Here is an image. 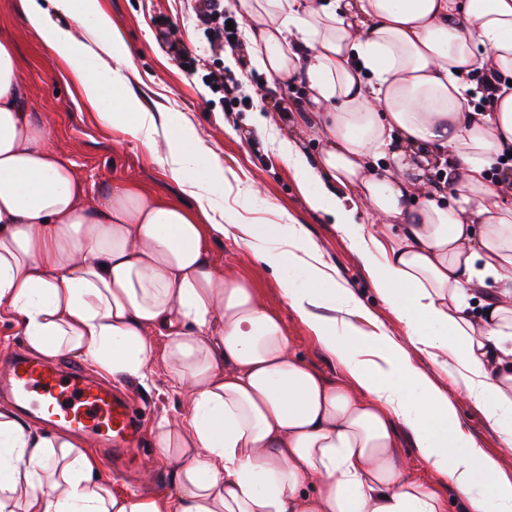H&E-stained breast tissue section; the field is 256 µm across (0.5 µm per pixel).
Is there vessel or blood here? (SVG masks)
Instances as JSON below:
<instances>
[{"label":"vessel or blood","mask_w":512,"mask_h":512,"mask_svg":"<svg viewBox=\"0 0 512 512\" xmlns=\"http://www.w3.org/2000/svg\"><path fill=\"white\" fill-rule=\"evenodd\" d=\"M0 401L47 413L49 420L98 440V450L111 465L128 467L138 460L139 419L130 402L111 385L85 369L64 367L36 356L12 354Z\"/></svg>","instance_id":"vessel-or-blood-1"}]
</instances>
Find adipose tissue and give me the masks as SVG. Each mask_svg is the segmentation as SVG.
Returning <instances> with one entry per match:
<instances>
[{"mask_svg":"<svg viewBox=\"0 0 512 512\" xmlns=\"http://www.w3.org/2000/svg\"><path fill=\"white\" fill-rule=\"evenodd\" d=\"M19 5L68 63L82 104L165 163L197 207L130 183L89 189L50 145L0 40V312L42 357L87 359L117 381L150 383L162 359L185 401L156 425L174 488L154 496L110 491L90 440L0 414V512H444L404 470L401 426L467 512H512V480L410 355L452 367L512 454V206L488 177L512 154V88L490 110L467 104L473 72L512 78V0H224L268 80L304 81L322 147L310 158L284 138L283 155L311 208L353 241L405 346L288 213L229 221L215 203L223 165L193 127L135 94L131 56L98 0ZM425 164L452 172V203ZM362 205L379 224L358 223ZM218 235L271 270L346 380L295 356L281 315L212 261ZM479 482L491 498L473 496Z\"/></svg>","mask_w":512,"mask_h":512,"instance_id":"adipose-tissue-1","label":"adipose tissue"}]
</instances>
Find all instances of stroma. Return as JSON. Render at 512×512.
<instances>
[{"label":"stroma","mask_w":512,"mask_h":512,"mask_svg":"<svg viewBox=\"0 0 512 512\" xmlns=\"http://www.w3.org/2000/svg\"><path fill=\"white\" fill-rule=\"evenodd\" d=\"M99 4L121 34L134 62L136 74L131 85L136 94L147 107L174 114L193 126L223 164L230 185L221 200L224 208L245 221L270 224L285 212L304 224L325 260L377 322L392 336L405 338L403 324L376 293L350 240L338 231L332 216L310 207L306 189L294 180L282 157L276 128L261 130L252 123L255 112L272 113L278 125L295 130L297 147L305 155L315 156L321 143L316 136L302 132L303 116L294 110L306 99L305 84L297 80L269 82L249 63L245 52H238V67L232 75L238 82L241 103L234 111H227L221 94L213 92L201 78H188L182 68L186 61L205 64L210 70L224 66L225 47L210 40L199 26L195 0H99ZM0 36L8 38L17 51L21 84L45 118L53 145L75 163L77 173L89 185L125 181L164 201L188 203V196L166 165L136 141L102 125L95 112L76 106L77 90L67 78L68 65L29 29L18 0H0ZM240 183L257 187L258 198H239L235 188ZM212 257L215 264L243 276L265 304L281 314L293 339L294 352L305 364L329 380L346 379L342 364L321 347L283 297L275 276L247 248L218 238L213 242ZM411 357L449 399L457 401L465 431L487 454L499 456L502 471L512 477V455L502 454L499 435L484 411L460 398L456 374L432 362L426 353L415 350ZM151 371V388L142 387L134 379L125 383L134 406L144 412L145 446L140 451L137 476L117 475L106 462L98 464L104 484L113 491L148 496L172 486L170 467L154 443L152 429L161 416L179 411L180 399L170 391L162 363H154ZM401 443L403 462L418 479L437 488L446 512H465V502L448 481L429 468L409 434H402Z\"/></svg>","instance_id":"obj_1"}]
</instances>
